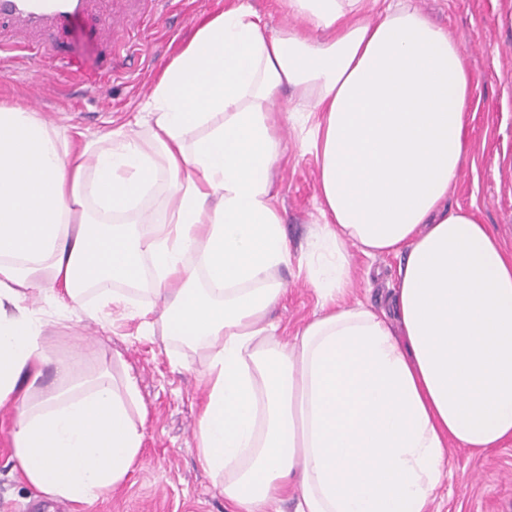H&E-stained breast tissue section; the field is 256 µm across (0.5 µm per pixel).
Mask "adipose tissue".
<instances>
[{
    "mask_svg": "<svg viewBox=\"0 0 512 512\" xmlns=\"http://www.w3.org/2000/svg\"><path fill=\"white\" fill-rule=\"evenodd\" d=\"M283 2L296 23L270 35L245 0L206 21L144 102L145 131L74 146L0 104V403L48 496L122 484L146 410L131 372L57 357L34 297L99 296L201 354L197 448L235 512L285 496L429 512L448 448L512 441V253L448 205L473 88L460 44L414 0ZM287 120L319 192L303 259L319 311L290 343L269 318L291 260L271 175ZM158 191L160 216L144 207ZM352 246L401 257L391 312L352 298Z\"/></svg>",
    "mask_w": 512,
    "mask_h": 512,
    "instance_id": "ef3b65f1",
    "label": "adipose tissue"
}]
</instances>
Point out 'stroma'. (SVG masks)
I'll list each match as a JSON object with an SVG mask.
<instances>
[{
  "label": "stroma",
  "instance_id": "obj_1",
  "mask_svg": "<svg viewBox=\"0 0 512 512\" xmlns=\"http://www.w3.org/2000/svg\"><path fill=\"white\" fill-rule=\"evenodd\" d=\"M233 0H178L165 16L147 18L135 30L128 54L108 57L87 18L74 19L63 37L68 61L96 78L75 84L51 59H18L0 70V103L25 106L33 72L49 75L38 114L72 140L130 130L138 108L162 69L189 43L203 22ZM417 6L461 44L475 75L468 113L467 154L450 206L476 211L512 251V0H416ZM286 156L275 172L278 205L294 263L279 271L286 293L273 310L280 331L293 335L317 310L316 296L297 263L318 221L316 159L302 151L299 134L286 129ZM359 272L355 298L387 308L400 260L371 258L351 250ZM35 308L48 322L59 357L83 351L121 356L139 381L147 411L139 463L115 490L89 503H63L39 494L22 477L13 454L12 407H0V512H230L202 466L196 443L205 390L201 359L181 350L173 361L160 336L146 335L139 319L57 315L47 303ZM437 512H512V442L484 453L450 449Z\"/></svg>",
  "mask_w": 512,
  "mask_h": 512
}]
</instances>
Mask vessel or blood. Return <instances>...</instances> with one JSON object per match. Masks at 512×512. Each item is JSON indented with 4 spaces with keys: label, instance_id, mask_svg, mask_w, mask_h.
Segmentation results:
<instances>
[{
    "label": "vessel or blood",
    "instance_id": "vessel-or-blood-1",
    "mask_svg": "<svg viewBox=\"0 0 512 512\" xmlns=\"http://www.w3.org/2000/svg\"><path fill=\"white\" fill-rule=\"evenodd\" d=\"M95 0H0V19L14 20L16 31L8 37H0V60L15 56L40 55L46 46L38 41L41 32H61L70 20L92 10ZM139 16H130L124 26H117L108 15L99 18L98 36L111 45L121 44L129 28L135 27Z\"/></svg>",
    "mask_w": 512,
    "mask_h": 512
}]
</instances>
